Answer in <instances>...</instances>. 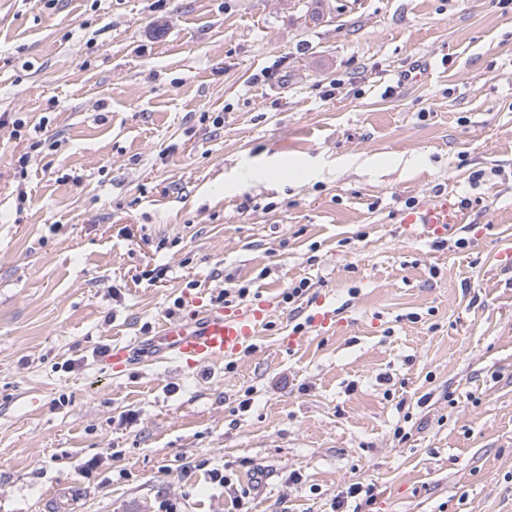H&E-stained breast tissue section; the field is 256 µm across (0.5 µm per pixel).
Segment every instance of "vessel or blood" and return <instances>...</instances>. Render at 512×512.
<instances>
[{"instance_id":"1","label":"vessel or blood","mask_w":512,"mask_h":512,"mask_svg":"<svg viewBox=\"0 0 512 512\" xmlns=\"http://www.w3.org/2000/svg\"><path fill=\"white\" fill-rule=\"evenodd\" d=\"M460 221V215L451 211L447 201L434 200L409 215L404 226L409 239L436 240ZM272 307L269 301L234 307L218 305L187 322H165L154 348L159 358L193 364L242 355L254 347ZM138 356V345L115 344L107 350L105 359L122 369L132 366Z\"/></svg>"}]
</instances>
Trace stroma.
Returning a JSON list of instances; mask_svg holds the SVG:
<instances>
[{"instance_id": "1", "label": "stroma", "mask_w": 512, "mask_h": 512, "mask_svg": "<svg viewBox=\"0 0 512 512\" xmlns=\"http://www.w3.org/2000/svg\"><path fill=\"white\" fill-rule=\"evenodd\" d=\"M0 113V512H512V4L0 0ZM242 285L250 352L105 361ZM460 223V215L451 211L448 200H433L406 218L405 235L411 240L441 239L448 234V230ZM139 349L138 344H112L106 352L105 360L116 368H127L137 360Z\"/></svg>"}]
</instances>
